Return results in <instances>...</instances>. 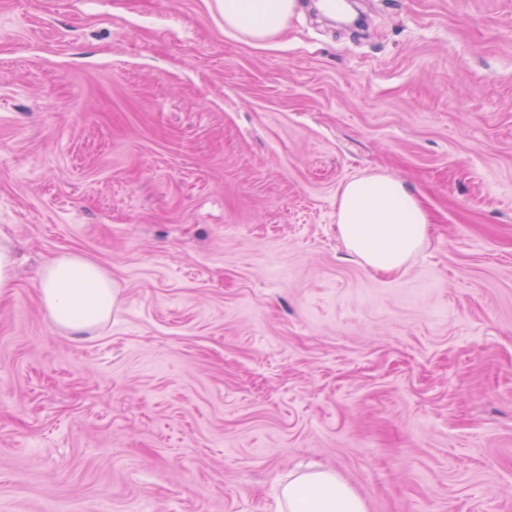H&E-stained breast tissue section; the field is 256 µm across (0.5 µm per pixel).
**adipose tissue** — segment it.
Here are the masks:
<instances>
[{"mask_svg":"<svg viewBox=\"0 0 512 512\" xmlns=\"http://www.w3.org/2000/svg\"><path fill=\"white\" fill-rule=\"evenodd\" d=\"M224 26L254 44L273 40L296 14L297 0H216ZM429 214L394 176L374 172L339 192L337 228L352 253L371 271L401 272L424 247ZM38 295L52 323L80 334L107 322L116 302L112 279L96 263L63 254L39 274ZM281 512H366L364 501L334 471L289 474L278 496Z\"/></svg>","mask_w":512,"mask_h":512,"instance_id":"ef3b65f1","label":"adipose tissue"}]
</instances>
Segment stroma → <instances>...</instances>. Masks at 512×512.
I'll return each mask as SVG.
<instances>
[{
  "label": "stroma",
  "mask_w": 512,
  "mask_h": 512,
  "mask_svg": "<svg viewBox=\"0 0 512 512\" xmlns=\"http://www.w3.org/2000/svg\"><path fill=\"white\" fill-rule=\"evenodd\" d=\"M271 44L215 0H0V512H277L335 471L367 512H512V0H317ZM431 215L364 268L337 194ZM111 276L53 328L37 271ZM428 224L421 200L389 174H366L348 181L339 192V235L373 272H401L424 247ZM38 295L52 323L80 334L107 322L116 302L112 278L96 263L62 254L39 274Z\"/></svg>",
  "instance_id": "35a3bbf8"
}]
</instances>
